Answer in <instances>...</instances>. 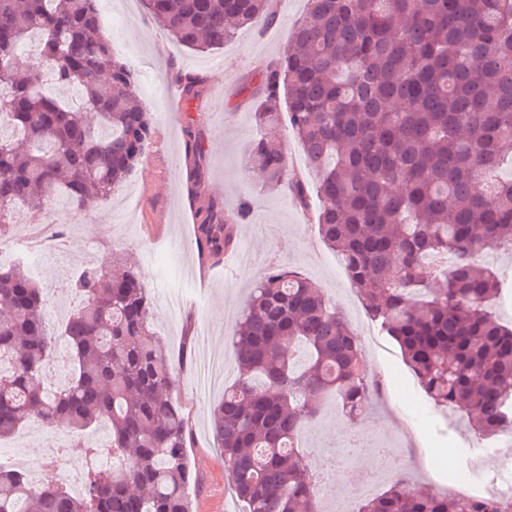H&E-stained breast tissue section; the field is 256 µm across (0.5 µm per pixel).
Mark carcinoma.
Wrapping results in <instances>:
<instances>
[{
	"mask_svg": "<svg viewBox=\"0 0 512 512\" xmlns=\"http://www.w3.org/2000/svg\"><path fill=\"white\" fill-rule=\"evenodd\" d=\"M175 42L206 52L240 28L276 19L272 0H141ZM280 57L240 93L257 136L246 157L266 186L309 206L288 172L283 119L318 177L317 224L379 331L399 346L425 399L475 437L512 427V326L494 307L503 280L480 263L512 254V0H307ZM199 80L177 81L191 101ZM93 112L97 122L86 120ZM0 238L20 209L82 210L127 181L154 134L138 80L104 34L97 0H0ZM189 181L205 150L187 120ZM236 211L211 200L197 247L214 264L234 250ZM452 267L437 270L446 255ZM62 326L71 380L45 386L59 337L21 263L0 264V438L32 419L86 435L109 426L112 465L95 462L84 492L51 480L33 490L0 470V512H192L191 441L152 301L137 263L86 266ZM238 377L213 407V434L241 512H318L300 446L324 396L354 420L377 382L345 314L310 280L272 263L236 323ZM357 512H512L489 498L425 492L408 475Z\"/></svg>",
	"mask_w": 512,
	"mask_h": 512,
	"instance_id": "1",
	"label": "carcinoma"
}]
</instances>
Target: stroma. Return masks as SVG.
<instances>
[{
	"label": "stroma",
	"instance_id": "stroma-1",
	"mask_svg": "<svg viewBox=\"0 0 512 512\" xmlns=\"http://www.w3.org/2000/svg\"><path fill=\"white\" fill-rule=\"evenodd\" d=\"M307 9L306 0H288L275 26L239 31L224 48L205 54L172 42L136 6L126 14L120 35L126 43L118 57L150 62L152 84L140 85L142 103L155 121V134L136 177L91 210L67 211L68 254L45 258L39 279L53 328H61L79 299L70 290L77 273L116 253L137 259L153 302V324L175 359L178 388L174 397L189 421L187 456L196 477L188 489L192 512H240L229 489L224 458L213 437L210 407L237 378L229 338L250 288L273 262L281 263L319 285L349 317L356 331L371 336L365 349L368 365L385 377L384 395L358 421V428L398 456L396 473L410 474L417 486L442 490L453 486L470 464L472 434L450 413L430 407L403 362L398 345L383 336L353 292L343 267L318 234L315 209L301 210L264 185L263 174L246 161L244 148L255 127L251 107L240 94L256 84L259 72L279 57L285 36ZM200 77L198 96L172 111L168 96L179 75ZM192 117L206 147L205 179L194 186L186 177L184 119ZM236 209L249 201L246 221L235 225L238 251L248 267L232 262L213 266L194 243L195 213L209 199ZM97 250H88V243ZM176 290L184 305L169 320L165 296ZM454 465H444V458Z\"/></svg>",
	"mask_w": 512,
	"mask_h": 512
}]
</instances>
